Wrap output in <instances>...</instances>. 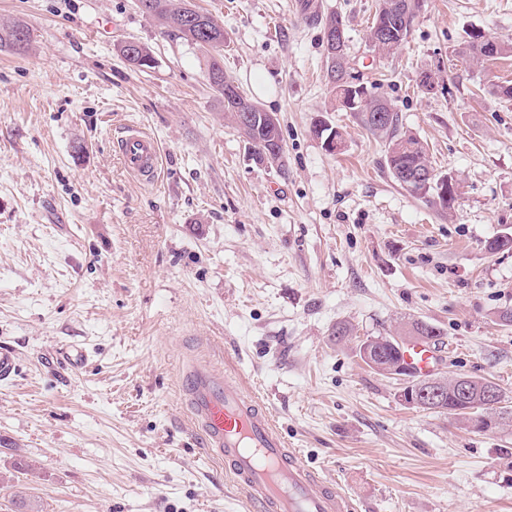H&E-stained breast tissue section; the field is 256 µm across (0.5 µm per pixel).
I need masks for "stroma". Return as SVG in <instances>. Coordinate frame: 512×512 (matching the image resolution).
Returning a JSON list of instances; mask_svg holds the SVG:
<instances>
[{
    "label": "stroma",
    "mask_w": 512,
    "mask_h": 512,
    "mask_svg": "<svg viewBox=\"0 0 512 512\" xmlns=\"http://www.w3.org/2000/svg\"><path fill=\"white\" fill-rule=\"evenodd\" d=\"M224 28V72L277 116L284 162H258L210 87L207 51L135 0H0L26 25L0 50V512H249L190 427L183 367L237 376L290 447L356 512H512V425L478 433L415 409L397 379L336 341L441 328L435 371L512 397V58L459 56L471 33L512 41V0H424L402 47L368 28L378 0H194ZM346 22L353 73L387 99L459 196L443 211L398 186L381 138L341 110L323 28ZM136 39L139 71L118 51ZM438 78L422 86L424 74ZM340 131L326 151L319 121ZM162 147L159 185L125 169L128 127ZM82 345L87 362L55 355ZM28 28L22 23H15L10 28L0 32V47L7 46L15 53L26 51L29 42Z\"/></svg>",
    "instance_id": "1"
}]
</instances>
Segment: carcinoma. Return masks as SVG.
<instances>
[{"label":"carcinoma","instance_id":"carcinoma-1","mask_svg":"<svg viewBox=\"0 0 512 512\" xmlns=\"http://www.w3.org/2000/svg\"><path fill=\"white\" fill-rule=\"evenodd\" d=\"M150 8L146 15L158 19L167 32L203 48L215 52L208 66V79L213 90L224 96V28L210 15L199 9L189 11L187 4L192 0H149ZM403 10L398 12L390 5L394 0H379L370 30H379L386 34V39L375 49L390 53L399 49L408 41L411 35L416 12L422 6L423 0H399ZM336 34L339 40L338 47L325 45V62L328 81L336 92V100L341 109L355 113L361 124L371 134L383 139L385 142L384 163L393 180L411 194L422 198L431 206L442 210L451 208V201L434 200V189L428 190L402 178L406 173L431 165L427 151L422 142L414 135L403 131L399 113L391 103L386 100L366 95L362 85L354 82L350 73L349 60L344 52L346 43V24L342 17L331 15L325 22L324 34ZM29 42L28 28L22 23H16L10 28L0 32V47L7 46L14 52L21 54L26 51ZM126 62L141 71L154 67L155 60L143 45H138L134 55H129V48L123 45L119 49ZM462 54L479 60L486 55L494 59L512 55V43L495 42L474 44L468 41ZM376 104L385 105V117L382 123L375 124L367 116L368 109ZM226 117L236 126L237 130L253 145L256 159L263 163L265 157L263 148L265 143L282 139L281 127L267 121L266 114L259 106H254L247 124L238 121V115L231 105H224ZM407 336H420L423 342L437 346L441 344L443 332L428 322L417 321L405 332ZM375 360L380 364H392L399 361L400 344L394 336H381L379 343L373 349ZM473 403L448 390L443 402L436 407V411L455 415L464 424L468 423L467 409Z\"/></svg>","mask_w":512,"mask_h":512}]
</instances>
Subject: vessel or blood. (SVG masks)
Instances as JSON below:
<instances>
[{
  "instance_id": "vessel-or-blood-1",
  "label": "vessel or blood",
  "mask_w": 512,
  "mask_h": 512,
  "mask_svg": "<svg viewBox=\"0 0 512 512\" xmlns=\"http://www.w3.org/2000/svg\"><path fill=\"white\" fill-rule=\"evenodd\" d=\"M120 152L127 171L145 183L157 182L160 148L154 137L128 129ZM405 358L420 372L435 364L426 344L407 345ZM180 388L207 455L224 464L254 512H352L350 497L289 448L276 420L239 379L193 362L185 366Z\"/></svg>"
}]
</instances>
